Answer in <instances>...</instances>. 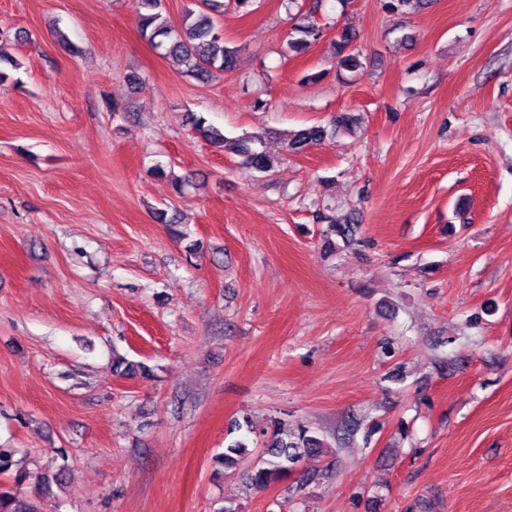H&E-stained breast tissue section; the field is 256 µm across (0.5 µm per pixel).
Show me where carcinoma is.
<instances>
[{
  "instance_id": "carcinoma-1",
  "label": "carcinoma",
  "mask_w": 512,
  "mask_h": 512,
  "mask_svg": "<svg viewBox=\"0 0 512 512\" xmlns=\"http://www.w3.org/2000/svg\"><path fill=\"white\" fill-rule=\"evenodd\" d=\"M424 0H382V8L391 14H410L419 10ZM140 26L154 48L162 50V56L181 66V73L203 81L214 71L234 69L239 49L224 43L217 31L216 18L224 14V0H200L199 11L188 10L181 26L176 27L165 15L166 0H139ZM321 37L314 24H293L288 35V55L305 54L312 43ZM353 32L344 28L333 41L334 58L337 65L355 72L362 67L359 55L351 48ZM188 123L196 134L215 147L229 151L241 158V164L259 172L274 168V160L265 151L252 147L250 138L229 139L207 120L194 113L188 115ZM327 136L323 127L313 126L295 132L286 143V150L299 153L306 147L320 143ZM265 457L254 463L246 472V479L254 489H265L273 483L291 477L296 465L305 456L320 455L329 445L312 434L309 427L299 424L288 431L275 421L262 433ZM251 454L248 439L235 440L214 456L215 466H236ZM0 512H41V507L19 496L16 489L0 490Z\"/></svg>"
}]
</instances>
